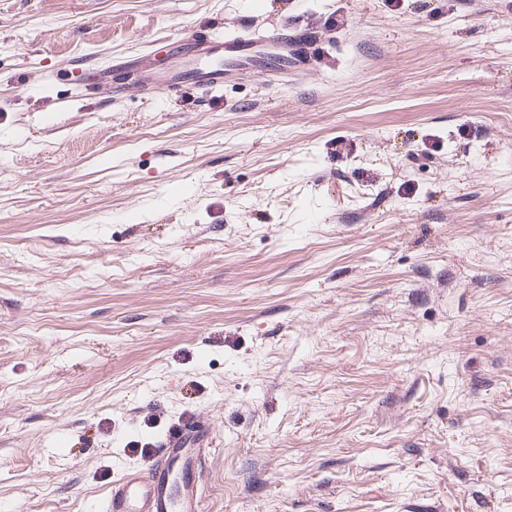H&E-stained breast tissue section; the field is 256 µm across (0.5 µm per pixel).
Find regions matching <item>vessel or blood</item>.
Instances as JSON below:
<instances>
[{
	"label": "vessel or blood",
	"instance_id": "1",
	"mask_svg": "<svg viewBox=\"0 0 512 512\" xmlns=\"http://www.w3.org/2000/svg\"><path fill=\"white\" fill-rule=\"evenodd\" d=\"M261 42L280 47L271 71L283 77L317 64H333L317 36L309 29L293 27L261 33L242 29L224 34L204 32L191 41L196 62L191 70L173 67L153 71L144 57L136 69L143 72L145 83L162 90L177 91L189 82L207 92L223 85L228 67L251 58ZM212 442L210 427L194 415L171 425L158 439L147 471H128L112 484L102 504L104 512H202L199 465Z\"/></svg>",
	"mask_w": 512,
	"mask_h": 512
}]
</instances>
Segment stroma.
I'll list each match as a JSON object with an SVG mask.
<instances>
[{
  "label": "stroma",
  "mask_w": 512,
  "mask_h": 512,
  "mask_svg": "<svg viewBox=\"0 0 512 512\" xmlns=\"http://www.w3.org/2000/svg\"><path fill=\"white\" fill-rule=\"evenodd\" d=\"M329 17L285 80L131 65ZM189 409L203 512H512V0H0V512Z\"/></svg>",
  "instance_id": "1"
}]
</instances>
